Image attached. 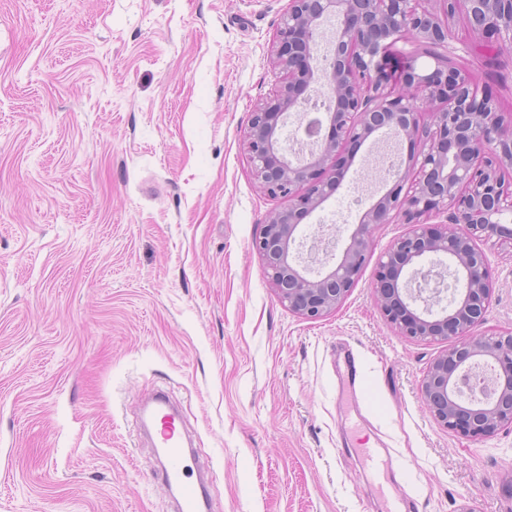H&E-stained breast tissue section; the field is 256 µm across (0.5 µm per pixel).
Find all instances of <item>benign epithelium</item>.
<instances>
[{
    "label": "benign epithelium",
    "mask_w": 512,
    "mask_h": 512,
    "mask_svg": "<svg viewBox=\"0 0 512 512\" xmlns=\"http://www.w3.org/2000/svg\"><path fill=\"white\" fill-rule=\"evenodd\" d=\"M441 13L419 0H289L270 49L282 80L261 100L245 131L250 170L267 195L288 201L272 212L253 245L265 276L283 304L308 319L336 310L369 257L376 226L402 218L411 230L379 257L374 298L388 326L421 341L455 337L420 381L425 411L442 428L475 440L512 426V332L477 333L491 299L492 282L480 241L512 240V118L497 97L480 90L448 58L458 0H439ZM476 33L512 42V0H463ZM337 21L334 48L317 55L322 24ZM443 49L435 66L404 80L417 88L409 98L388 87L386 66L401 39ZM320 83L329 107L316 109L310 91ZM438 111L424 119V111ZM307 119L308 147L287 157L280 142L288 114ZM384 130L413 152L391 174L392 185L371 203L341 257L326 252L322 266L293 255L301 222L331 198L358 150ZM435 214L446 220L428 224ZM454 264L450 299L420 282L441 276V257ZM417 263L405 281L404 267Z\"/></svg>",
    "instance_id": "benign-epithelium-1"
}]
</instances>
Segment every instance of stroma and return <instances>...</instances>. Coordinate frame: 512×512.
Here are the masks:
<instances>
[{"label": "stroma", "mask_w": 512, "mask_h": 512, "mask_svg": "<svg viewBox=\"0 0 512 512\" xmlns=\"http://www.w3.org/2000/svg\"><path fill=\"white\" fill-rule=\"evenodd\" d=\"M288 0H0V512H174L140 434L166 390L215 512H512V426L471 440L425 412L444 346L386 325L372 284L407 232L374 231L341 306L285 307L253 248L285 200L242 140L280 80ZM448 53L512 113V44L457 23ZM374 135L350 189L386 185ZM483 250V331H512V244ZM375 449L376 476L364 460Z\"/></svg>", "instance_id": "1"}]
</instances>
